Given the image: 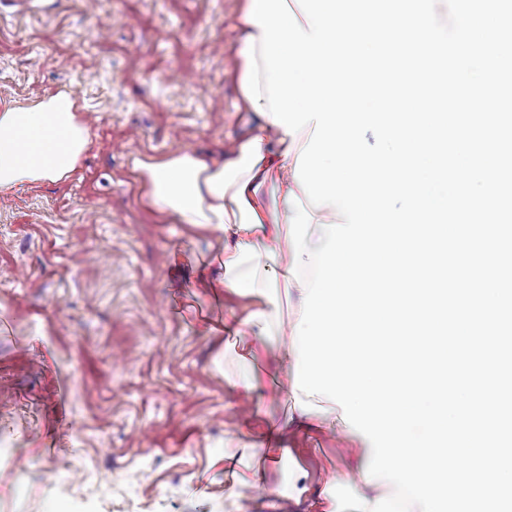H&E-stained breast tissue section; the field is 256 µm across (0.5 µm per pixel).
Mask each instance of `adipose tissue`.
Listing matches in <instances>:
<instances>
[{"instance_id":"ef3b65f1","label":"adipose tissue","mask_w":512,"mask_h":512,"mask_svg":"<svg viewBox=\"0 0 512 512\" xmlns=\"http://www.w3.org/2000/svg\"><path fill=\"white\" fill-rule=\"evenodd\" d=\"M314 132L298 135L259 116L248 135L232 141L227 155L181 152L139 162L145 203L168 218L202 232L230 237L215 260L216 287L247 293L254 302L237 319L234 335L272 345L287 367H295L294 327L299 314L282 315L268 293H290L292 251L281 246L293 215L287 196L299 192L294 167ZM90 141V128L74 98L59 92L28 106L0 105V200L17 190L68 180Z\"/></svg>"}]
</instances>
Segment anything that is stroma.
<instances>
[{"label": "stroma", "instance_id": "35a3bbf8", "mask_svg": "<svg viewBox=\"0 0 512 512\" xmlns=\"http://www.w3.org/2000/svg\"><path fill=\"white\" fill-rule=\"evenodd\" d=\"M235 6L0 0V104L66 91L91 133L69 181L0 201V512H314L293 497L300 470L310 494L357 493L344 474L366 452L345 435L292 428L288 455L225 468L226 439L292 402L274 355L204 333L250 296L199 288L198 318H179L180 279L218 241L160 221L134 168L244 133ZM249 468L260 484L241 482Z\"/></svg>", "mask_w": 512, "mask_h": 512}]
</instances>
